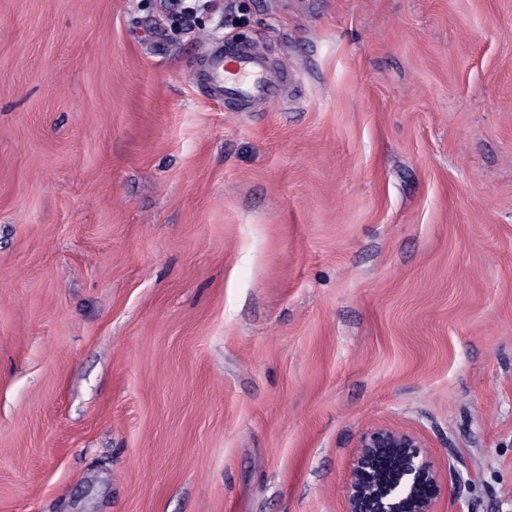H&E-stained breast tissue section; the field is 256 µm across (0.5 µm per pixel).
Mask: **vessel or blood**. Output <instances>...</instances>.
Listing matches in <instances>:
<instances>
[{
	"label": "vessel or blood",
	"mask_w": 512,
	"mask_h": 512,
	"mask_svg": "<svg viewBox=\"0 0 512 512\" xmlns=\"http://www.w3.org/2000/svg\"><path fill=\"white\" fill-rule=\"evenodd\" d=\"M198 78L219 97L232 99L247 110L281 100L282 77L250 44H225L210 50Z\"/></svg>",
	"instance_id": "1"
}]
</instances>
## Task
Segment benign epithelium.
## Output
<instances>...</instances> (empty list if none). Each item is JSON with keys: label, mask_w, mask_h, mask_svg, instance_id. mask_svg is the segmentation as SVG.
Here are the masks:
<instances>
[{"label": "benign epithelium", "mask_w": 512, "mask_h": 512, "mask_svg": "<svg viewBox=\"0 0 512 512\" xmlns=\"http://www.w3.org/2000/svg\"><path fill=\"white\" fill-rule=\"evenodd\" d=\"M347 484L345 512H436L439 472L423 437L382 425L363 431Z\"/></svg>", "instance_id": "benign-epithelium-1"}]
</instances>
